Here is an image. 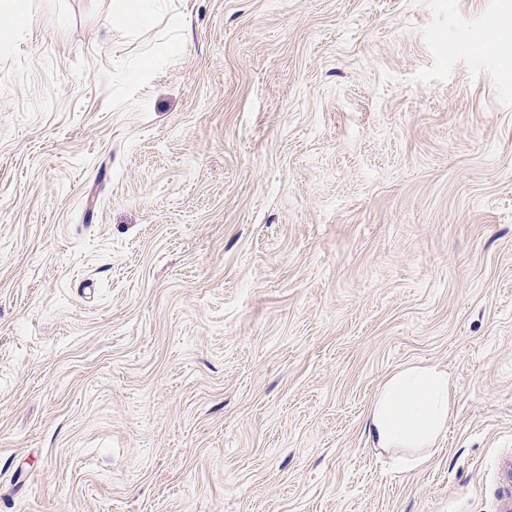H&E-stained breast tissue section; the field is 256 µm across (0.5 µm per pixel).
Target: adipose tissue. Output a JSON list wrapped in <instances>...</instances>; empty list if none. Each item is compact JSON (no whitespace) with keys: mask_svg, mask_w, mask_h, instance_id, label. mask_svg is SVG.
<instances>
[{"mask_svg":"<svg viewBox=\"0 0 512 512\" xmlns=\"http://www.w3.org/2000/svg\"><path fill=\"white\" fill-rule=\"evenodd\" d=\"M454 400L446 369L432 363H412L396 369L380 382L366 425L374 447L409 448L411 465L423 463L422 452L445 431Z\"/></svg>","mask_w":512,"mask_h":512,"instance_id":"adipose-tissue-1","label":"adipose tissue"}]
</instances>
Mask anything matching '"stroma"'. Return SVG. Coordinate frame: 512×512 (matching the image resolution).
<instances>
[{
	"label": "stroma",
	"instance_id": "35a3bbf8",
	"mask_svg": "<svg viewBox=\"0 0 512 512\" xmlns=\"http://www.w3.org/2000/svg\"><path fill=\"white\" fill-rule=\"evenodd\" d=\"M119 6L0 25V512H507L512 0ZM155 0H123L115 21L118 25L127 28L149 27L154 19ZM454 400L448 371L412 363L386 375L370 406L366 425L374 448H432L445 431Z\"/></svg>",
	"mask_w": 512,
	"mask_h": 512
}]
</instances>
